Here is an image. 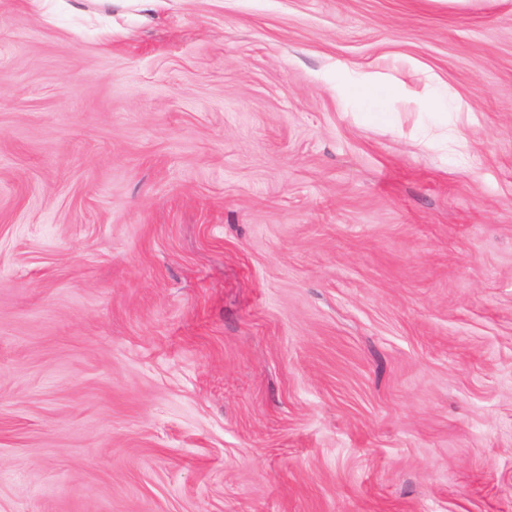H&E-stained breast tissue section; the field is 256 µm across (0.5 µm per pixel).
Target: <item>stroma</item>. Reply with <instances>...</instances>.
<instances>
[{
    "mask_svg": "<svg viewBox=\"0 0 512 512\" xmlns=\"http://www.w3.org/2000/svg\"><path fill=\"white\" fill-rule=\"evenodd\" d=\"M0 512H512V0H0ZM56 8L70 13H85L91 3L101 6H118L122 9H131L136 13L152 12L163 0H57ZM381 87L378 80H375L371 74L365 73L352 78L349 90L351 94L360 97L358 102L361 106L372 111L378 107L376 100L381 96Z\"/></svg>",
    "mask_w": 512,
    "mask_h": 512,
    "instance_id": "1",
    "label": "stroma"
}]
</instances>
